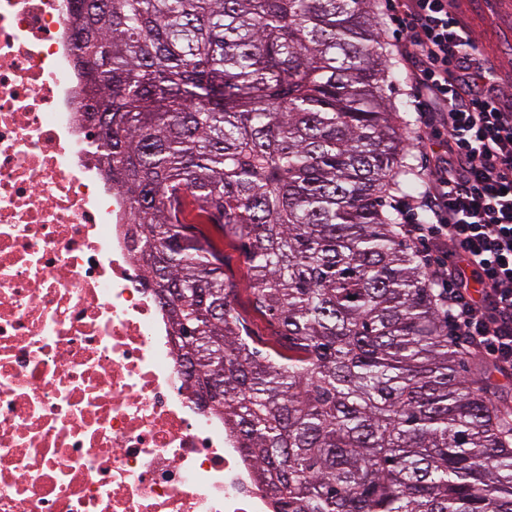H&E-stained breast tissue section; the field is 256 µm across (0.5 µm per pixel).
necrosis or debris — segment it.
<instances>
[{"label": "necrosis or debris", "mask_w": 512, "mask_h": 512, "mask_svg": "<svg viewBox=\"0 0 512 512\" xmlns=\"http://www.w3.org/2000/svg\"><path fill=\"white\" fill-rule=\"evenodd\" d=\"M69 0H0V512H274L95 150Z\"/></svg>", "instance_id": "necrosis-or-debris-1"}]
</instances>
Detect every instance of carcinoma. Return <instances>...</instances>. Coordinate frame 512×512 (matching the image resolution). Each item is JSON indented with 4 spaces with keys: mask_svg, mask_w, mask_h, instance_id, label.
<instances>
[{
    "mask_svg": "<svg viewBox=\"0 0 512 512\" xmlns=\"http://www.w3.org/2000/svg\"><path fill=\"white\" fill-rule=\"evenodd\" d=\"M70 23L137 262L278 512H512V415L460 375L385 205L412 168L372 0H72ZM183 198L243 241L288 356L258 348Z\"/></svg>",
    "mask_w": 512,
    "mask_h": 512,
    "instance_id": "1",
    "label": "carcinoma"
}]
</instances>
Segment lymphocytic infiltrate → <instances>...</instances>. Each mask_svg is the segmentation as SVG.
I'll use <instances>...</instances> for the list:
<instances>
[{
	"instance_id": "lymphocytic-infiltrate-1",
	"label": "lymphocytic infiltrate",
	"mask_w": 512,
	"mask_h": 512,
	"mask_svg": "<svg viewBox=\"0 0 512 512\" xmlns=\"http://www.w3.org/2000/svg\"><path fill=\"white\" fill-rule=\"evenodd\" d=\"M432 163L405 207L406 238L432 243L448 322L470 355L512 374V88L458 0H386Z\"/></svg>"
}]
</instances>
